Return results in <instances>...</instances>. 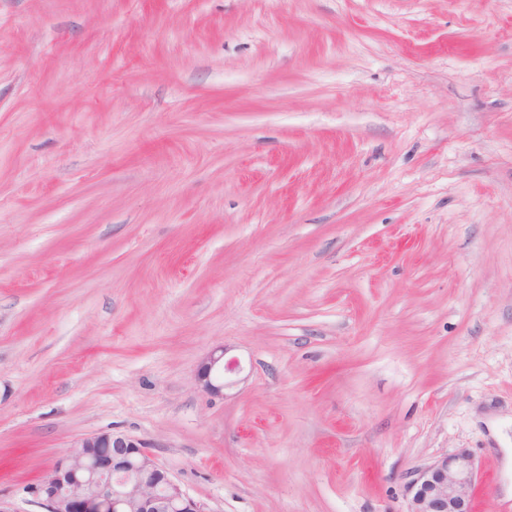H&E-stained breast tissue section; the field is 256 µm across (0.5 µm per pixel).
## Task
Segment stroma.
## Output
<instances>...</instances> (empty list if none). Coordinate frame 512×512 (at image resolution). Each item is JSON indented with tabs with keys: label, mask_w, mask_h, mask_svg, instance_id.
<instances>
[{
	"label": "stroma",
	"mask_w": 512,
	"mask_h": 512,
	"mask_svg": "<svg viewBox=\"0 0 512 512\" xmlns=\"http://www.w3.org/2000/svg\"><path fill=\"white\" fill-rule=\"evenodd\" d=\"M106 431L207 512L459 450L512 512V0H0V512ZM233 370H235V367L231 363L224 364V348L214 349L203 359L200 365L198 373L200 387L210 395H223L226 386L224 372Z\"/></svg>",
	"instance_id": "35a3bbf8"
}]
</instances>
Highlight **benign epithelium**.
Masks as SVG:
<instances>
[{
    "label": "benign epithelium",
    "mask_w": 512,
    "mask_h": 512,
    "mask_svg": "<svg viewBox=\"0 0 512 512\" xmlns=\"http://www.w3.org/2000/svg\"><path fill=\"white\" fill-rule=\"evenodd\" d=\"M224 348L202 361L198 382L208 394L224 395ZM477 479L473 458L464 452L442 457L417 471L408 485L406 512H472ZM32 494L46 512H205L139 439L95 433L74 442Z\"/></svg>",
    "instance_id": "obj_1"
}]
</instances>
